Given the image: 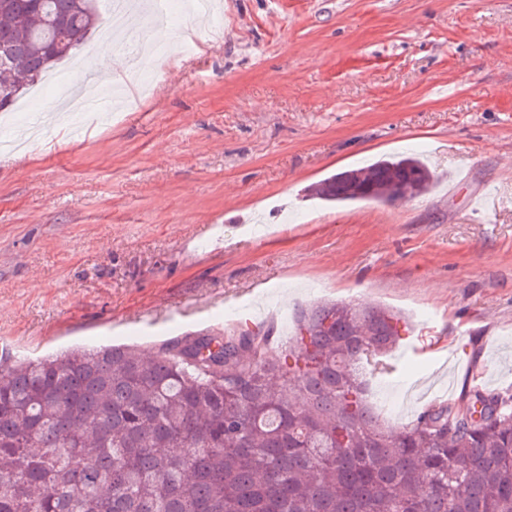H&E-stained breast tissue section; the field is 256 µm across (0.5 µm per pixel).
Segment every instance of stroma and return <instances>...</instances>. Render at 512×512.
<instances>
[{
  "mask_svg": "<svg viewBox=\"0 0 512 512\" xmlns=\"http://www.w3.org/2000/svg\"><path fill=\"white\" fill-rule=\"evenodd\" d=\"M220 34L143 65L137 109L0 112V359L260 327L316 300L400 311L372 406L512 389V0H215ZM415 153L398 205L309 189ZM210 301L208 321L178 316Z\"/></svg>",
  "mask_w": 512,
  "mask_h": 512,
  "instance_id": "35a3bbf8",
  "label": "stroma"
}]
</instances>
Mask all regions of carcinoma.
<instances>
[{"mask_svg":"<svg viewBox=\"0 0 512 512\" xmlns=\"http://www.w3.org/2000/svg\"><path fill=\"white\" fill-rule=\"evenodd\" d=\"M94 0H0V109L98 22ZM418 157L339 172L309 196L394 205ZM400 318L331 302L261 331L188 333L0 361V512H512V392L435 402L397 433L364 375Z\"/></svg>","mask_w":512,"mask_h":512,"instance_id":"carcinoma-1","label":"carcinoma"}]
</instances>
